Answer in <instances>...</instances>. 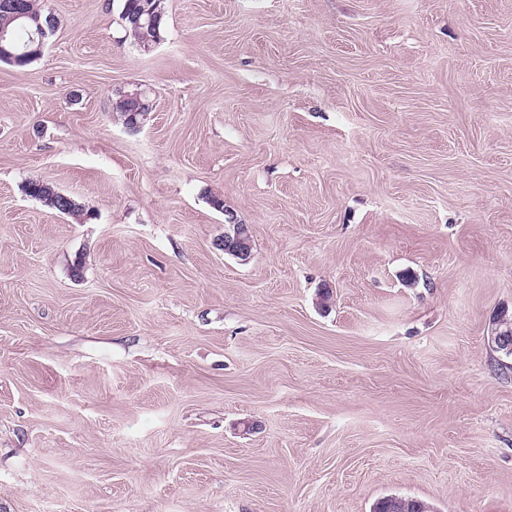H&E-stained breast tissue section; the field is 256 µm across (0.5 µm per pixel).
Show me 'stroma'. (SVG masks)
Returning <instances> with one entry per match:
<instances>
[{"label":"stroma","instance_id":"1","mask_svg":"<svg viewBox=\"0 0 512 512\" xmlns=\"http://www.w3.org/2000/svg\"><path fill=\"white\" fill-rule=\"evenodd\" d=\"M37 2L0 62V512H512V0H164L146 49L121 0ZM14 1L18 2L17 4L20 5V8L23 10L16 12L17 18H29L35 23L36 29L32 32L36 34L37 45L32 44L30 40L31 30L29 28L20 26L17 22H13L11 20L10 14H8L6 12L7 10L4 9V4H12ZM0 5V27H8L9 30L11 31V38L16 53L20 54L23 51H31L37 47V51L41 54L46 44V40L49 37H51L54 33L50 17L46 24L42 23L46 21V18L49 15V13H44L40 8H38L35 3V0H0ZM27 12L34 15L35 17L28 14ZM37 15H40L42 22L40 21L39 17H36ZM7 40L8 37L6 31L0 30V56L2 58L7 57L12 60L17 56V54L12 53L10 50L6 48L5 45H3V43H6ZM27 193L30 197L38 199L49 208L64 214L78 218L83 215L84 206L80 205L76 200L68 195H65L49 184L41 181H30L27 185ZM64 196L69 197V201L64 199ZM232 229L224 233V254L246 261L251 256L252 239L246 224H229Z\"/></svg>","mask_w":512,"mask_h":512}]
</instances>
